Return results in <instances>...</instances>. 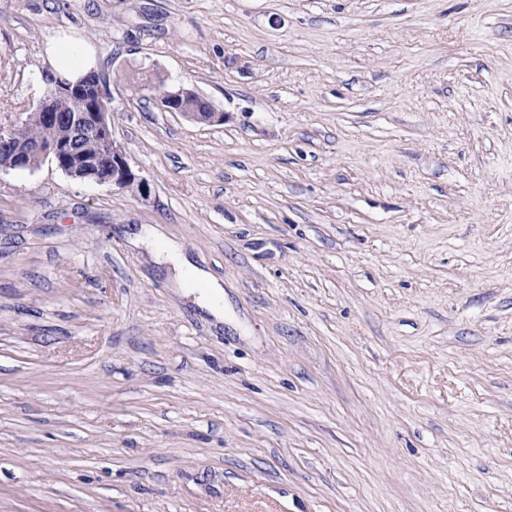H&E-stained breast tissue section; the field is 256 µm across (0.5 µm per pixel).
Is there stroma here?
Here are the masks:
<instances>
[{
	"mask_svg": "<svg viewBox=\"0 0 512 512\" xmlns=\"http://www.w3.org/2000/svg\"><path fill=\"white\" fill-rule=\"evenodd\" d=\"M63 33L150 192L0 170V512H512V0H0V121ZM151 92L154 97L167 93L163 85L154 87ZM167 94L171 95V98L166 101L161 102L155 98L157 106L164 112H178L184 118L200 123H220L224 120L223 113L215 112L207 102L191 90L180 88L178 90H168ZM190 96L196 97L202 103L201 108L198 105L189 106L186 104V99Z\"/></svg>",
	"mask_w": 512,
	"mask_h": 512,
	"instance_id": "35a3bbf8",
	"label": "stroma"
}]
</instances>
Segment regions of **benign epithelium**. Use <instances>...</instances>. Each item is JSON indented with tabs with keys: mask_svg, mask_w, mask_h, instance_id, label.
Segmentation results:
<instances>
[{
	"mask_svg": "<svg viewBox=\"0 0 512 512\" xmlns=\"http://www.w3.org/2000/svg\"><path fill=\"white\" fill-rule=\"evenodd\" d=\"M49 83L50 94L43 99L45 118L60 130V134L47 142L31 140L22 135L26 122L23 113L8 124H0V154L9 156L8 165L16 169L34 170L44 161H52L71 178L112 185L120 189L134 184L138 193L147 195V182L130 166L125 150L112 135V113L105 105L103 87H96V97L88 99L90 106L72 115L64 112V104L75 94L84 93L83 87L71 84L53 74L42 75ZM166 101H156L164 112H177L184 118L200 123H222L224 114L215 111L207 102L202 106H189L188 97L196 96L191 90H170ZM7 132L8 137L1 136ZM109 146L103 150V146Z\"/></svg>",
	"mask_w": 512,
	"mask_h": 512,
	"instance_id": "7a95c632",
	"label": "benign epithelium"
}]
</instances>
